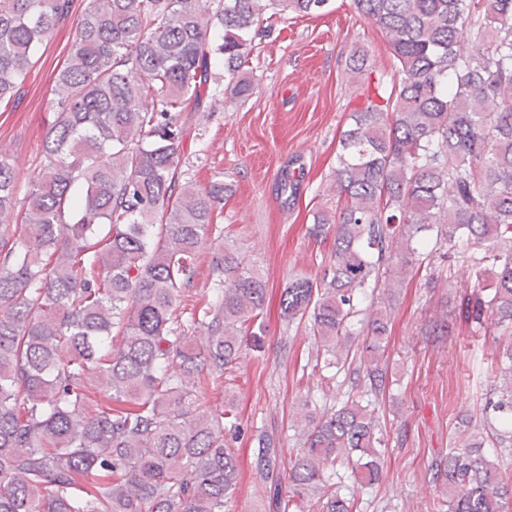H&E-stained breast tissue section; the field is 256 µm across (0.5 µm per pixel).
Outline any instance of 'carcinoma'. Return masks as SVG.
I'll return each instance as SVG.
<instances>
[{
  "instance_id": "cac0c4a2",
  "label": "carcinoma",
  "mask_w": 512,
  "mask_h": 512,
  "mask_svg": "<svg viewBox=\"0 0 512 512\" xmlns=\"http://www.w3.org/2000/svg\"><path fill=\"white\" fill-rule=\"evenodd\" d=\"M74 2L0 0V102L18 99ZM81 3L19 224L20 175L0 152V512H224L240 481L226 439L238 416L194 391L238 367L268 289L213 238L231 187L183 177L184 131L210 96L211 53L244 101L255 85L242 69L272 31L265 11L313 15L329 0ZM353 3L384 33L392 75L351 115L336 209L315 212L308 228L333 234L329 266L294 276L279 299L284 320L314 338L302 369L343 372L351 389L321 418L304 415L289 455L257 435L262 491L272 512H357L331 483L336 466L360 485L381 482L387 314L369 317L360 348L351 323L368 289L391 291L444 248L446 274L429 287L468 271L457 316L497 330L507 363L483 424L460 420V444L432 459L431 512H512V472L486 457L483 438L512 447V0ZM367 61L365 50L350 56L354 80ZM207 242L215 300L184 319ZM95 380L104 402L89 397Z\"/></svg>"
}]
</instances>
